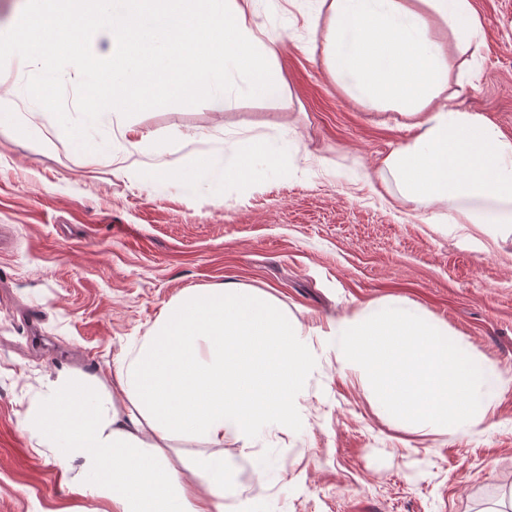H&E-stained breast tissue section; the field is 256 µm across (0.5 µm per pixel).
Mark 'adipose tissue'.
<instances>
[{
    "label": "adipose tissue",
    "mask_w": 512,
    "mask_h": 512,
    "mask_svg": "<svg viewBox=\"0 0 512 512\" xmlns=\"http://www.w3.org/2000/svg\"><path fill=\"white\" fill-rule=\"evenodd\" d=\"M325 64L351 99L402 118L410 136L378 176L409 210L450 223L512 228V140L482 115L449 106V47L467 54L482 22L471 0H315ZM255 0H26L0 29V50L43 105L78 63L87 124L123 140L141 103L206 100L225 110L279 92L276 55ZM288 151L255 138L180 173L187 195L227 179L280 171ZM313 344L269 293L222 284L187 288L112 372L60 382L23 419L53 448L81 493L105 512H224L240 499L224 444L292 431ZM197 444L189 457L173 442Z\"/></svg>",
    "instance_id": "ef3b65f1"
}]
</instances>
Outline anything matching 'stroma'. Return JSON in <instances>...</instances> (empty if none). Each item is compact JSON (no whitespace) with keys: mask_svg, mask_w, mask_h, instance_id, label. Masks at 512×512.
Returning a JSON list of instances; mask_svg holds the SVG:
<instances>
[{"mask_svg":"<svg viewBox=\"0 0 512 512\" xmlns=\"http://www.w3.org/2000/svg\"><path fill=\"white\" fill-rule=\"evenodd\" d=\"M483 22L473 74L453 99L512 139V0H472ZM311 0H258L256 21L277 53L290 105L245 98L226 111L206 101L137 107L146 138L110 159V127L52 131L80 121L79 90L44 107L22 101L25 79L0 54V512H103L75 492L22 429L26 412L61 377L113 369L183 289L232 283L271 293L305 330L384 299L443 320L506 383L488 421L450 434L387 421L330 347L316 344L294 399L289 434L256 448L229 441L224 457L242 497L260 512H483L512 491V233L441 224L415 213L378 178L406 129L351 100L330 78ZM166 139L155 153L149 140ZM288 138V165L245 185L184 195L135 179L230 152L237 139ZM98 144L90 159L79 139ZM265 458L258 472L254 457Z\"/></svg>","mask_w":512,"mask_h":512,"instance_id":"1","label":"stroma"}]
</instances>
